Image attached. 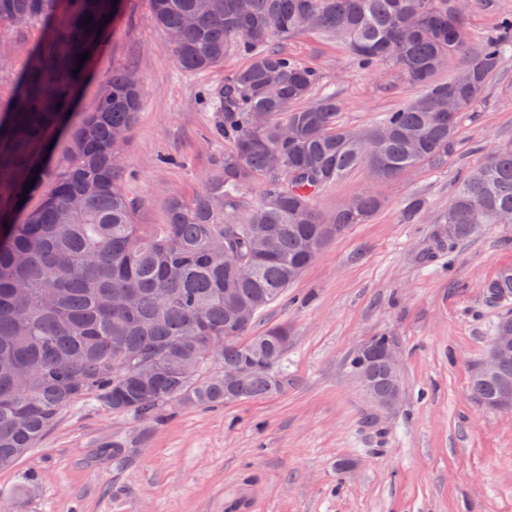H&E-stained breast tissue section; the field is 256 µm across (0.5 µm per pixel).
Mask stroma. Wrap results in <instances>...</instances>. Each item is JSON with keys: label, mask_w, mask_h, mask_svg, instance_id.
I'll list each match as a JSON object with an SVG mask.
<instances>
[{"label": "stroma", "mask_w": 512, "mask_h": 512, "mask_svg": "<svg viewBox=\"0 0 512 512\" xmlns=\"http://www.w3.org/2000/svg\"><path fill=\"white\" fill-rule=\"evenodd\" d=\"M40 35L0 27V40L11 45L0 56V99L11 98ZM285 48L318 70L320 91L335 93L346 125L366 126L419 94L393 70H358L336 41L303 33ZM245 64L232 52L215 71H181L150 0H125L52 144L51 168L67 165L74 127L94 108L102 80L135 72L144 97L124 150L126 186L138 223H164L167 199L198 195L203 174L228 148L211 139L216 115L199 107V92ZM510 140L512 57L477 111L462 116L444 169L378 186L361 167L319 193L315 204L327 213L373 187L383 205L324 247L256 322L258 333L288 327L284 392L211 410L176 406L150 426L78 404L15 470L0 472V505L10 506L29 473L35 488L25 512H512V411L485 407L469 392L495 322L512 311V300L485 294L486 283L512 265V224H490L435 249L463 175ZM413 196L424 211L419 223L406 224L402 209ZM379 335L399 356L401 393L388 410L348 365ZM117 435L130 455L116 466L101 446Z\"/></svg>", "instance_id": "1"}]
</instances>
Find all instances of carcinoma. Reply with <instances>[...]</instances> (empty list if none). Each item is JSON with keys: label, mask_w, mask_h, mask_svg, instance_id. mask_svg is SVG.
I'll use <instances>...</instances> for the list:
<instances>
[{"label": "carcinoma", "mask_w": 512, "mask_h": 512, "mask_svg": "<svg viewBox=\"0 0 512 512\" xmlns=\"http://www.w3.org/2000/svg\"><path fill=\"white\" fill-rule=\"evenodd\" d=\"M451 0H150L152 20L169 36L185 72L211 71L230 51L249 59L232 79L209 88L214 134L231 149L214 159L193 201L168 199V223H136L122 157L143 99L132 71L101 84L93 111L72 137L70 162L48 171V140L92 73L124 0H0V25L42 30L13 98L0 100V471H10L79 403L152 424L170 407L201 409L282 392L276 366L288 343L283 326L251 336L261 312L282 299L319 251L381 208L374 189L324 213L318 194L351 171L368 168L377 183L448 164L456 129L485 85L512 54V12L495 34L472 43L464 13L448 20ZM112 19L105 20V17ZM90 22H85L86 18ZM344 44L357 67H394L423 88L417 100L353 129L340 102L316 93L318 74L280 44L303 33ZM463 64L446 77L451 59ZM53 182L20 223L25 185ZM255 188L260 202L242 207ZM448 241L473 237L487 224H512V141L470 168L448 202ZM231 258L224 261V249ZM493 300L512 297V266L486 285ZM377 336L351 364L371 390L391 395L395 378ZM241 384L221 368L246 360ZM483 405L499 398L495 377L470 378ZM104 453L119 462L126 444Z\"/></svg>", "instance_id": "obj_1"}]
</instances>
